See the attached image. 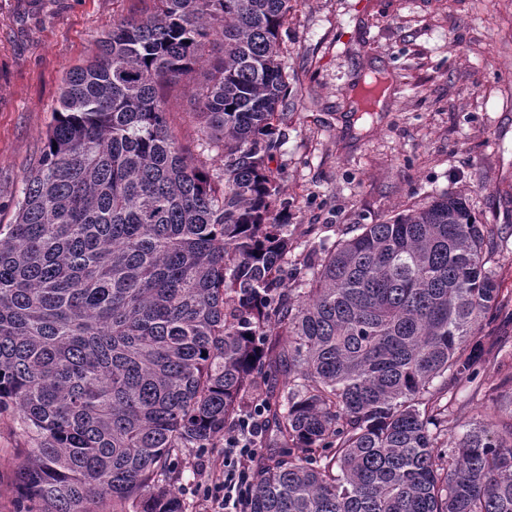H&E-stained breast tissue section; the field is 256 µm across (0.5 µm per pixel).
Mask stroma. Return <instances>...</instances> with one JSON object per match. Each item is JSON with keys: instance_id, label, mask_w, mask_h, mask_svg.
Wrapping results in <instances>:
<instances>
[{"instance_id": "1", "label": "stroma", "mask_w": 512, "mask_h": 512, "mask_svg": "<svg viewBox=\"0 0 512 512\" xmlns=\"http://www.w3.org/2000/svg\"><path fill=\"white\" fill-rule=\"evenodd\" d=\"M279 35L288 73L280 186L292 262L360 224L444 191L463 194L493 230L489 266L512 308V0H290ZM140 0H0V224L11 223L66 74L86 63ZM388 77L381 107L359 117L366 77ZM202 73L169 91L180 142L212 169L191 98ZM473 382L453 386L449 431L487 410L512 418V322L490 329ZM26 437L0 420V512H18L15 452Z\"/></svg>"}]
</instances>
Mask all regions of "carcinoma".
Wrapping results in <instances>:
<instances>
[{"label":"carcinoma","mask_w":512,"mask_h":512,"mask_svg":"<svg viewBox=\"0 0 512 512\" xmlns=\"http://www.w3.org/2000/svg\"><path fill=\"white\" fill-rule=\"evenodd\" d=\"M151 2L68 72L0 224L25 512H186L182 456L256 404L278 446L247 512H512V422L441 428L502 307L487 225L442 192L291 264L269 168L290 0ZM202 63L215 174L169 121Z\"/></svg>","instance_id":"obj_1"}]
</instances>
